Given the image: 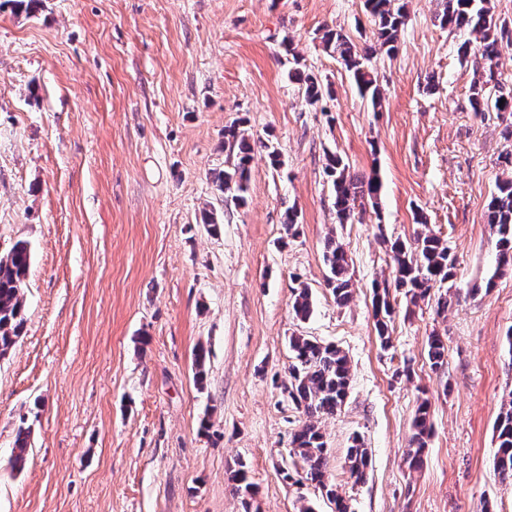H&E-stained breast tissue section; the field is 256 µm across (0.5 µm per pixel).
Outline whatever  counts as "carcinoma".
Returning <instances> with one entry per match:
<instances>
[{"instance_id":"cac0c4a2","label":"carcinoma","mask_w":512,"mask_h":512,"mask_svg":"<svg viewBox=\"0 0 512 512\" xmlns=\"http://www.w3.org/2000/svg\"><path fill=\"white\" fill-rule=\"evenodd\" d=\"M437 19L443 26L466 28L473 36L474 52L480 65L472 84L470 104L475 112H512V93L491 95L499 87L498 65L503 43H512V29L506 22H496L491 13L492 0H437ZM364 8L374 22L373 42L357 49L350 37L327 25L322 27L320 41L323 49L339 58L354 81L359 94L369 100L375 109L382 106V95L374 74L371 59L381 50L388 53L396 48L406 21L405 5L399 0H364ZM290 75L303 90L306 101L317 104L324 99V86L312 72L294 68ZM253 146L245 131L233 126L224 131V152L231 163L215 174V183L225 198L235 204L244 200L248 189ZM333 196L338 222L351 220L356 204L370 202L378 205L383 193V182L378 174L358 176L350 171V164L332 151L326 152L324 168ZM489 224L494 230L497 259L494 269L484 281L485 289L493 288L496 278L512 269V177L501 180L488 203ZM390 252L395 263V288L406 301V312L421 301L435 300L436 312L448 309V296L432 298V290L453 281L455 259L443 240L429 230L415 234L410 240L396 238L390 241ZM325 287L339 305L352 297L349 260L343 245L333 237L325 239ZM32 264L29 242L20 240L7 252H0V358L7 356L21 338L26 324L24 288ZM372 304L375 330L383 349L391 348V322L395 312L388 286H372ZM295 317L301 321L310 318L313 303L310 290L298 289L292 300ZM291 363L288 367V401L302 416L299 426L290 434L293 464L302 475L294 477L288 469L282 470V479L301 483L311 481L320 485L318 491L333 505V512H351L345 496L340 494L328 473V450L319 420L336 415L350 387V367L346 354L332 343H323L307 336L289 338ZM427 357L433 369L446 363L447 348L439 336L427 339ZM430 401L420 400L412 423L411 436L405 452L408 468L416 471L423 465L432 433ZM497 452L493 459L494 471L504 480L512 481V390L507 394L494 425ZM30 431L18 429L11 452L13 467H24L30 445ZM369 451L363 441L352 438L345 455V467L359 483L369 467ZM237 493L252 495L253 484L247 472L238 468L230 473Z\"/></svg>"}]
</instances>
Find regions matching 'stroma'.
I'll return each mask as SVG.
<instances>
[{
    "label": "stroma",
    "mask_w": 512,
    "mask_h": 512,
    "mask_svg": "<svg viewBox=\"0 0 512 512\" xmlns=\"http://www.w3.org/2000/svg\"><path fill=\"white\" fill-rule=\"evenodd\" d=\"M394 52L372 65L376 112L316 30L373 39L363 0H38L0 8V252H33L22 336L0 359V512H298L320 491L283 481L299 416L282 384L289 338L336 344L350 360L341 410L322 421L333 482L352 512H512L493 470V427L512 391V271L495 266L487 204L512 152V114L473 112L467 29L441 26L435 0H405ZM289 40L295 57L285 56ZM334 93L308 106L293 64ZM436 91L427 92L428 83ZM256 148L244 205L221 201L224 131ZM379 173L378 207L338 223L326 152ZM295 207L298 233L283 214ZM216 212L222 229L201 222ZM456 258L444 315L397 305L392 347L374 331L373 283L393 284L386 240L415 213ZM344 246L353 298L324 286L327 236ZM313 313L298 321L294 291ZM447 362L432 369L429 336ZM209 352L194 381L197 347ZM432 437L420 470L404 450L419 397ZM31 447L11 466L19 427ZM370 467L353 483V436ZM244 464L249 506L229 473Z\"/></svg>",
    "instance_id": "1"
}]
</instances>
